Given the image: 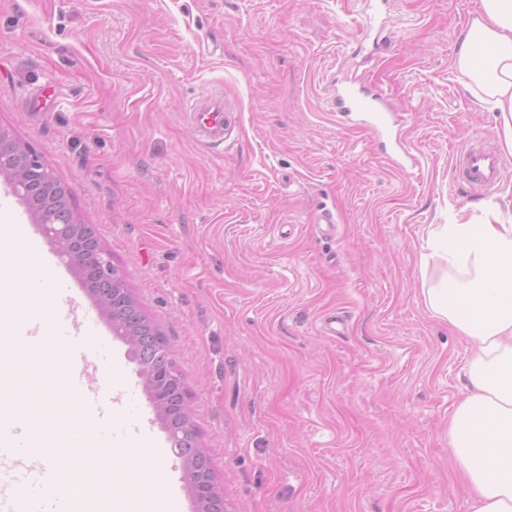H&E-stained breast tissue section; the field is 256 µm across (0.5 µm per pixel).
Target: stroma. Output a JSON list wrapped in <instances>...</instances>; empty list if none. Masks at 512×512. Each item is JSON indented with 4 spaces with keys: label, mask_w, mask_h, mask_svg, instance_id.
Wrapping results in <instances>:
<instances>
[{
    "label": "stroma",
    "mask_w": 512,
    "mask_h": 512,
    "mask_svg": "<svg viewBox=\"0 0 512 512\" xmlns=\"http://www.w3.org/2000/svg\"><path fill=\"white\" fill-rule=\"evenodd\" d=\"M475 0H0V126L65 183L166 336L226 512H465L448 419L469 344L423 303L427 240L471 194L453 155L499 145L453 68ZM388 44L356 37L360 23ZM383 91L418 158L404 171L344 126L331 83ZM224 92L201 143L187 106ZM332 211L322 235L316 212ZM342 335L321 329L327 315ZM97 377L111 440L151 449L193 496L127 345ZM230 112L224 93L214 90L203 94L185 117L193 124L200 141L212 148L223 149L225 136L232 126Z\"/></svg>",
    "instance_id": "stroma-1"
}]
</instances>
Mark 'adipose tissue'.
<instances>
[{
    "label": "adipose tissue",
    "instance_id": "obj_1",
    "mask_svg": "<svg viewBox=\"0 0 512 512\" xmlns=\"http://www.w3.org/2000/svg\"><path fill=\"white\" fill-rule=\"evenodd\" d=\"M454 68L497 113V133L512 151V0H478L456 41ZM427 247L441 275L424 286L423 302L472 344L448 419L465 512H512V224L495 204L476 223L458 212L432 230Z\"/></svg>",
    "mask_w": 512,
    "mask_h": 512
}]
</instances>
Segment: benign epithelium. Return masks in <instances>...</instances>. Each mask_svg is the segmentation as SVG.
Segmentation results:
<instances>
[{"label":"benign epithelium","mask_w":512,"mask_h":512,"mask_svg":"<svg viewBox=\"0 0 512 512\" xmlns=\"http://www.w3.org/2000/svg\"><path fill=\"white\" fill-rule=\"evenodd\" d=\"M40 169L47 175L45 190L52 197H59L63 183L43 162L38 153L20 142L7 129L0 128V179L10 186L16 197L26 190L30 173ZM44 235L83 281L93 284L101 270L109 269L110 258L101 246L95 229L90 224H66L61 221L55 209H43L32 215ZM172 377V370H156L152 376L143 377L148 400L158 419L165 418L163 397ZM185 479L192 493L200 500L199 512H206L210 499L218 494L213 480L202 482L197 476L194 458L181 456Z\"/></svg>","instance_id":"benign-epithelium-1"}]
</instances>
